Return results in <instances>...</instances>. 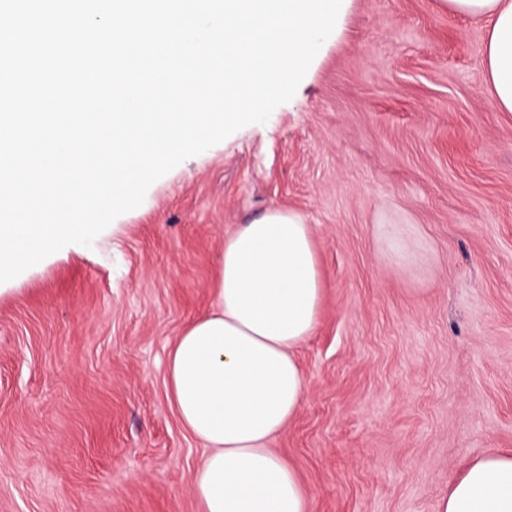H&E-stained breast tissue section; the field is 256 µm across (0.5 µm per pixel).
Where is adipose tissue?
Wrapping results in <instances>:
<instances>
[{"mask_svg":"<svg viewBox=\"0 0 512 512\" xmlns=\"http://www.w3.org/2000/svg\"><path fill=\"white\" fill-rule=\"evenodd\" d=\"M486 25L483 68L500 111L512 112V0H439ZM323 283L313 230L270 208L224 238L213 310L168 352L169 400L206 455L191 492L201 512H307L306 490L270 439L307 391L295 352L318 324ZM437 512H512V452L470 462Z\"/></svg>","mask_w":512,"mask_h":512,"instance_id":"obj_1","label":"adipose tissue"}]
</instances>
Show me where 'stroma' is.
<instances>
[{"label": "stroma", "mask_w": 512, "mask_h": 512, "mask_svg": "<svg viewBox=\"0 0 512 512\" xmlns=\"http://www.w3.org/2000/svg\"><path fill=\"white\" fill-rule=\"evenodd\" d=\"M485 33L438 0H351L266 123L1 284L0 512H200L166 357L215 301L225 234L271 207L311 224L324 281L306 400L271 443L308 512H437L512 450V112Z\"/></svg>", "instance_id": "obj_1"}]
</instances>
